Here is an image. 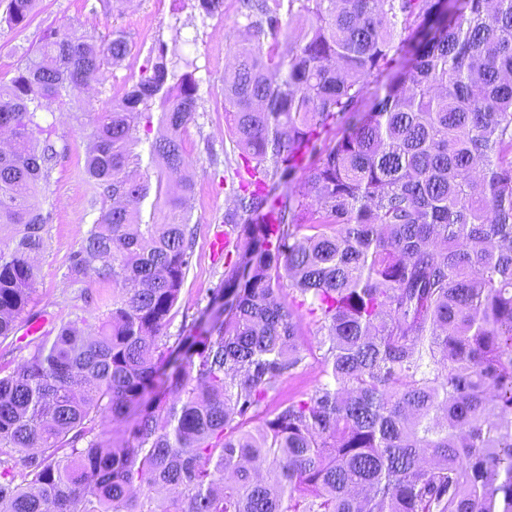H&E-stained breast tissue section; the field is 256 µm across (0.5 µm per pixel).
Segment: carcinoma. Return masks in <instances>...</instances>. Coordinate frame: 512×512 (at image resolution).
<instances>
[{
    "instance_id": "1",
    "label": "carcinoma",
    "mask_w": 512,
    "mask_h": 512,
    "mask_svg": "<svg viewBox=\"0 0 512 512\" xmlns=\"http://www.w3.org/2000/svg\"><path fill=\"white\" fill-rule=\"evenodd\" d=\"M34 2L10 0L9 22L26 26ZM239 2L249 45L230 44L224 111L247 218L224 223L247 247L225 254L208 306L169 344L194 245L182 132L200 86L160 41L89 133L85 171L124 203L71 270L112 283V309L97 335L63 324L0 375V455L20 453L0 471V512H155L136 483L173 491L170 512H512V0ZM192 7L224 16V0ZM129 52L119 31L98 43L54 29L0 85L13 140L0 226L17 227L0 248L1 338L28 305L50 218L31 204L57 155L33 143L38 111ZM154 103L163 134L143 140ZM339 121L308 193L288 188ZM142 142L180 191L151 184ZM152 191L160 224L141 219ZM305 313L323 330V381L248 430L304 359Z\"/></svg>"
}]
</instances>
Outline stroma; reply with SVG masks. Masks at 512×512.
<instances>
[{
	"instance_id": "1",
	"label": "stroma",
	"mask_w": 512,
	"mask_h": 512,
	"mask_svg": "<svg viewBox=\"0 0 512 512\" xmlns=\"http://www.w3.org/2000/svg\"><path fill=\"white\" fill-rule=\"evenodd\" d=\"M9 0H0V82L9 81L43 36L52 29L69 28L76 36L101 41L121 31L132 50L124 61L109 68L102 81L81 90L70 101L48 103L39 113L43 137L55 141L61 152L47 182L34 204L51 215L46 224L45 248L32 258L36 278L25 312L17 321L25 328L45 321L46 331L71 322L78 328L97 324L112 306V285L96 279L74 281L70 265L74 253L93 222L112 202L84 172L90 140L88 133L94 112L119 98L136 82L146 64L147 49L164 42L175 65L193 61L201 96L198 115L183 133L188 173L195 183L192 223L195 239L191 264L178 304L166 329L169 336L192 328L213 288L224 277L223 258L213 257L209 243L216 231L232 233L224 216L236 208L226 179L240 164V151L226 127L222 79L232 52L223 33L238 30L239 0H224L223 18H204L192 9L191 0H35L29 25L17 28L6 20ZM300 341L305 349L303 362L293 369L266 403L274 409L281 400L312 393L320 379L322 352L319 323L304 319Z\"/></svg>"
}]
</instances>
